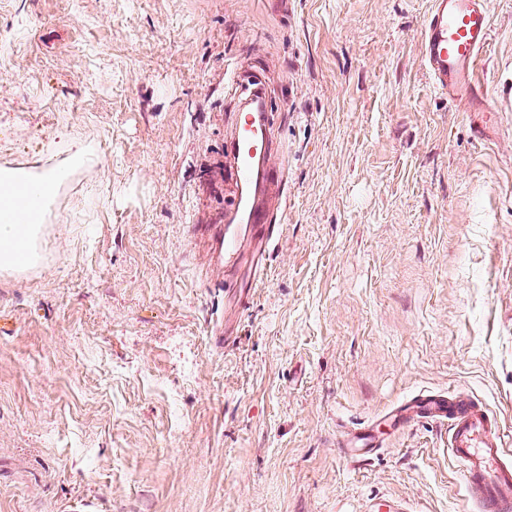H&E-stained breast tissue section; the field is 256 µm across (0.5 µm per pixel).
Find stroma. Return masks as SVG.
<instances>
[{"label":"stroma","mask_w":512,"mask_h":512,"mask_svg":"<svg viewBox=\"0 0 512 512\" xmlns=\"http://www.w3.org/2000/svg\"><path fill=\"white\" fill-rule=\"evenodd\" d=\"M429 8L0 0V168L88 153L0 270V512H472L447 427L338 445L422 390L512 436V0L487 112L430 82ZM255 79L287 182L240 309L192 229Z\"/></svg>","instance_id":"1"}]
</instances>
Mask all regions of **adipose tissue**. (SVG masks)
Returning <instances> with one entry per match:
<instances>
[{
    "instance_id": "1",
    "label": "adipose tissue",
    "mask_w": 512,
    "mask_h": 512,
    "mask_svg": "<svg viewBox=\"0 0 512 512\" xmlns=\"http://www.w3.org/2000/svg\"><path fill=\"white\" fill-rule=\"evenodd\" d=\"M69 167L34 172L0 169L1 268L35 263L39 217L66 179Z\"/></svg>"
}]
</instances>
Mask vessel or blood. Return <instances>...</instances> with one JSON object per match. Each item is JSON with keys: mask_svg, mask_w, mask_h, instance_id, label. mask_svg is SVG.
<instances>
[{"mask_svg": "<svg viewBox=\"0 0 512 512\" xmlns=\"http://www.w3.org/2000/svg\"><path fill=\"white\" fill-rule=\"evenodd\" d=\"M492 37L488 0H431L421 31V53L434 88L452 99L469 104L471 111L485 112L486 91L475 73L482 51ZM271 131L255 113L236 121L225 142L230 170L226 187L229 200L222 223L202 225L213 247L216 268L235 266L244 256L230 235L227 223L245 213L252 226L253 264H260L270 245L275 226L270 202L282 196L286 179L282 166L255 168L253 159L269 154ZM420 419L446 425L448 451L461 467V478L476 505L475 512H512V464L504 461L507 442L496 418L478 401L424 391L385 412L379 421L347 435L345 448L364 455L379 447L381 425L404 427Z\"/></svg>", "mask_w": 512, "mask_h": 512, "instance_id": "1", "label": "vessel or blood"}]
</instances>
